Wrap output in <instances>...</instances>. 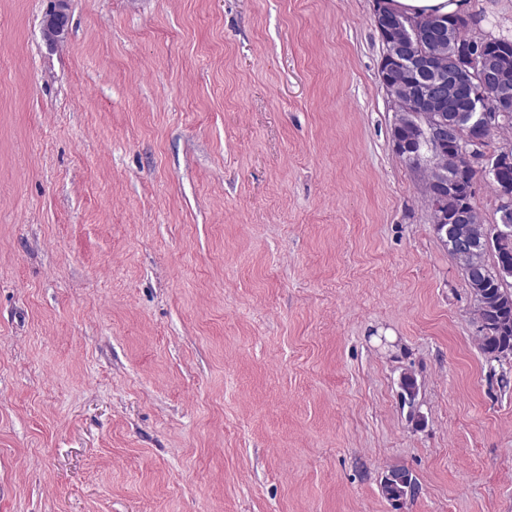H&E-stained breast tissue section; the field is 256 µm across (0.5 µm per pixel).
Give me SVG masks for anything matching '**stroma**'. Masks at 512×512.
I'll use <instances>...</instances> for the list:
<instances>
[{
	"instance_id": "35a3bbf8",
	"label": "stroma",
	"mask_w": 512,
	"mask_h": 512,
	"mask_svg": "<svg viewBox=\"0 0 512 512\" xmlns=\"http://www.w3.org/2000/svg\"><path fill=\"white\" fill-rule=\"evenodd\" d=\"M54 4L0 0V512H512L376 0ZM67 0H57L54 13L43 25V37L49 44H58L65 38L67 30ZM418 397V386L415 377L404 374L399 382V399L403 408L408 407L409 418H415V403ZM391 476V477H390ZM416 478L405 468H394L381 482V494L390 502H398L415 491Z\"/></svg>"
}]
</instances>
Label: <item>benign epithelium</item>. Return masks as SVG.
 Instances as JSON below:
<instances>
[{
  "instance_id": "obj_1",
  "label": "benign epithelium",
  "mask_w": 512,
  "mask_h": 512,
  "mask_svg": "<svg viewBox=\"0 0 512 512\" xmlns=\"http://www.w3.org/2000/svg\"><path fill=\"white\" fill-rule=\"evenodd\" d=\"M375 25L389 28L391 37L382 45V55L407 70L419 69L425 63L433 62V77L418 86H412L396 77L383 88L388 97L394 124L406 122L417 113L428 109L448 97L454 99L466 96L469 111L477 113L473 127L462 133L461 129L443 115H438L423 131L427 148L432 152L430 166L435 173V183L442 190L440 194L427 196L432 218L442 216L447 196L444 192L453 185L448 171V156H453L455 171L481 170L498 173L502 158L512 152L503 150L497 155L485 151L487 132L499 119L512 114V82L502 78L508 65L501 57L471 54L467 57V71L457 73L458 55L447 51L456 44V32L448 30V44L433 48H422L419 39L422 35L421 23L404 24L396 14L373 15ZM67 30V0H56L53 15L47 17L43 25V37L55 45L65 38ZM500 209L502 224L508 222L512 213V185L501 188Z\"/></svg>"
}]
</instances>
